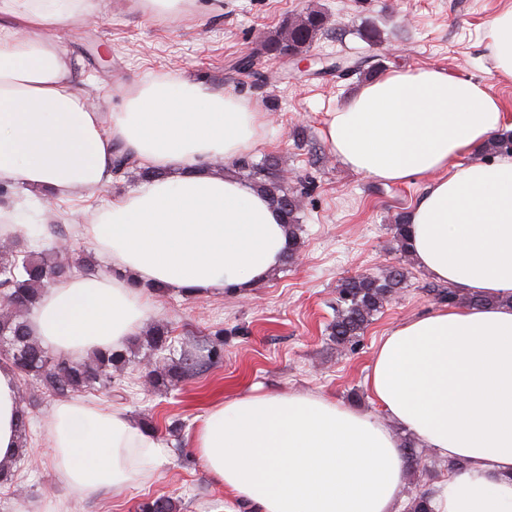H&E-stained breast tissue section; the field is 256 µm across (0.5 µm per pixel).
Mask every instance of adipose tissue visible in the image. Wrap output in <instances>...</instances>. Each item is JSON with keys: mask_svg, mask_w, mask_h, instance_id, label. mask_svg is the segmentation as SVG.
Segmentation results:
<instances>
[{"mask_svg": "<svg viewBox=\"0 0 512 512\" xmlns=\"http://www.w3.org/2000/svg\"><path fill=\"white\" fill-rule=\"evenodd\" d=\"M95 11V0H0V183L29 190L0 203V233L25 237L49 202L110 184L114 146L157 173L80 227L110 272L54 282L27 316L31 336L69 358L122 348L155 314L150 287L246 297L289 247L269 199L212 166L261 143L257 108L149 75L102 114L51 36ZM486 38L495 74L512 78V7ZM511 128L484 82L441 67L384 71L325 113L322 135L342 165L384 184L422 182L406 217L415 265L488 303L438 308L381 339L366 376L378 414L259 387L210 407L192 446L240 512H399V428L467 464L440 482L435 512H512V155L475 158ZM20 419L18 377L2 361L0 465L19 453ZM46 428L60 480L84 496L147 483L166 459L117 405L60 401Z\"/></svg>", "mask_w": 512, "mask_h": 512, "instance_id": "ef3b65f1", "label": "adipose tissue"}]
</instances>
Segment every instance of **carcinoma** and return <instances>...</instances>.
Wrapping results in <instances>:
<instances>
[{
    "instance_id": "1",
    "label": "carcinoma",
    "mask_w": 512,
    "mask_h": 512,
    "mask_svg": "<svg viewBox=\"0 0 512 512\" xmlns=\"http://www.w3.org/2000/svg\"><path fill=\"white\" fill-rule=\"evenodd\" d=\"M325 17L311 11L298 21L285 20L268 38L264 53L282 56L288 51L308 49L323 30ZM246 177L267 195L286 217L292 246L285 257L288 263L299 252L302 231L298 196H288L283 203L285 188L278 159L267 155L258 163L244 168ZM406 224L399 218L394 225L401 262L376 273H360L341 279L336 288L334 317L328 325L330 340L340 352H354L361 337L375 317L399 297L408 287L410 271L406 267L409 253L406 248ZM44 224H37L32 237L21 242L11 236L1 241L8 248L0 251V284L3 301L0 302V356L9 362L18 376L31 381L34 391L29 406L36 407L44 395L62 399L77 394H103L112 397L115 374L124 372L131 360L122 352L96 351L85 359L69 360L46 350L30 336L26 315L51 283L68 278L92 266L90 257L49 248L44 245ZM433 300L442 304L481 306L489 300L479 296L462 297L449 286L431 283L426 288ZM140 342L156 355L155 368L149 374L161 378L163 385L173 386L189 373H200L222 360L219 344L210 346L205 354L183 348L174 354L168 330L153 326ZM426 450L409 437L404 438L403 459L407 473L420 471ZM433 492L419 490L408 502L407 512H433L430 508ZM181 502L170 496H159L139 505V512H180Z\"/></svg>"
}]
</instances>
